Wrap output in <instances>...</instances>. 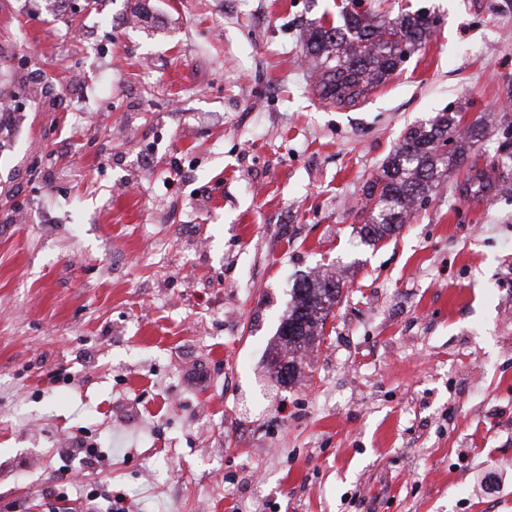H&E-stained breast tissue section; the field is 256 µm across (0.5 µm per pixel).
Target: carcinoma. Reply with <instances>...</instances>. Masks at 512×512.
I'll list each match as a JSON object with an SVG mask.
<instances>
[{
	"mask_svg": "<svg viewBox=\"0 0 512 512\" xmlns=\"http://www.w3.org/2000/svg\"><path fill=\"white\" fill-rule=\"evenodd\" d=\"M433 21L423 11L384 19L366 12L349 11L343 24H315L305 38L309 56L320 61L316 86L323 98L337 105H352L383 78L395 71L431 34ZM456 112H441L414 124L383 166L381 176L366 186L372 202L362 241L370 246L407 223L417 202L435 187L439 174L461 164L470 144L488 126V117L461 125ZM342 287L333 278L304 280L291 289V305L279 325L271 367L276 381L290 384L302 368L296 353L320 343L331 309Z\"/></svg>",
	"mask_w": 512,
	"mask_h": 512,
	"instance_id": "cac0c4a2",
	"label": "carcinoma"
}]
</instances>
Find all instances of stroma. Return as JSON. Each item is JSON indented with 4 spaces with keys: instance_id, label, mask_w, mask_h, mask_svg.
Masks as SVG:
<instances>
[{
    "instance_id": "obj_1",
    "label": "stroma",
    "mask_w": 512,
    "mask_h": 512,
    "mask_svg": "<svg viewBox=\"0 0 512 512\" xmlns=\"http://www.w3.org/2000/svg\"><path fill=\"white\" fill-rule=\"evenodd\" d=\"M361 6L433 33L340 107L304 38L352 0H0V512H512V0ZM489 111L363 244L406 128ZM324 273L280 385L290 290ZM342 287L333 278L303 280L291 289V305L279 325L271 367L276 381L290 384L302 368L305 353L320 343L324 325L331 309L341 296ZM288 350V363L277 360ZM303 351L300 357L295 354ZM287 374V375H286Z\"/></svg>"
}]
</instances>
